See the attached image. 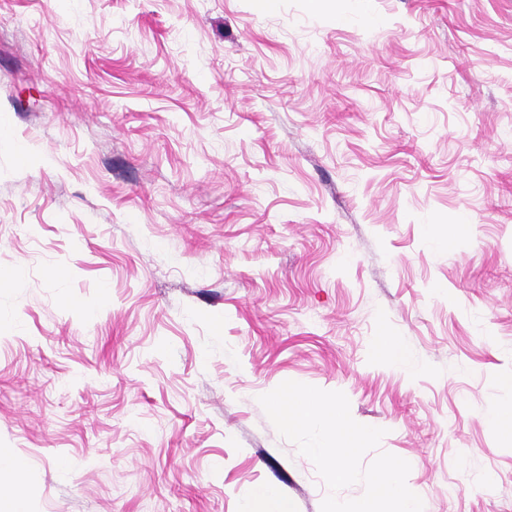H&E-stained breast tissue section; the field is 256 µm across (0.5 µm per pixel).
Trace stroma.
Returning a JSON list of instances; mask_svg holds the SVG:
<instances>
[{
    "instance_id": "stroma-1",
    "label": "stroma",
    "mask_w": 512,
    "mask_h": 512,
    "mask_svg": "<svg viewBox=\"0 0 512 512\" xmlns=\"http://www.w3.org/2000/svg\"><path fill=\"white\" fill-rule=\"evenodd\" d=\"M508 373L512 0H0L28 512H321L258 402L287 380L385 429L424 512H512ZM384 350L387 357L397 366L409 371L419 369L410 352L399 341L395 339L385 340Z\"/></svg>"
}]
</instances>
